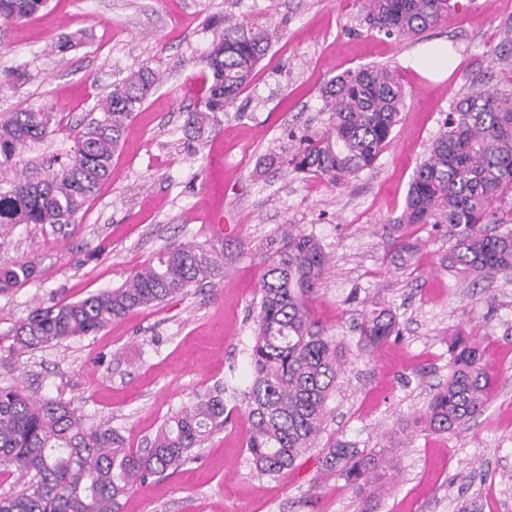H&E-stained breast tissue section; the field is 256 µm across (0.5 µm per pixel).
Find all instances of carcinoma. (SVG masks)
Instances as JSON below:
<instances>
[{
	"label": "carcinoma",
	"mask_w": 512,
	"mask_h": 512,
	"mask_svg": "<svg viewBox=\"0 0 512 512\" xmlns=\"http://www.w3.org/2000/svg\"><path fill=\"white\" fill-rule=\"evenodd\" d=\"M46 2L0 0V19L21 20ZM448 8L449 0H364L368 25L397 37L422 34L447 17ZM215 26L219 31L203 57L210 79L184 125L193 141L209 134L217 113L248 84L271 44L267 30L244 20L226 16ZM158 81L147 68L130 73L98 104L101 117L84 127L73 155L53 160L40 179L16 175L1 181L0 239L20 224L62 229L74 223L108 177L126 121ZM321 97L328 126L300 139L280 165L335 184L347 182L378 159L399 120L405 92L392 69L369 65L331 80ZM51 121V113L40 109L0 114V170L11 167L28 142L51 136ZM394 224H446L451 245L445 268L473 282L499 274L512 278V86L471 90L459 99L417 167ZM418 250L417 241L396 237L394 257L401 264ZM327 262L314 239L290 234L262 273L251 381L244 393L251 426L247 453L261 476L295 468L315 447L342 371V345L311 320L307 307ZM223 269L224 249L213 243L168 248L117 288L37 308L13 329V347L36 350L93 335L133 309L158 306L192 284L211 282ZM34 273L27 262L0 268V289L23 286ZM359 332L366 348L400 335L396 313L373 303ZM448 353V381L436 388L420 417L438 434H452L480 414L494 389L481 366L479 339L460 336ZM224 391L217 386L198 397L165 420L146 447L130 448L116 429L85 426L68 402L0 387V462L29 477L20 490L0 495V512H119L131 487L173 475L224 427ZM320 464L324 474L360 492L382 484L395 467L390 457L344 442L326 449Z\"/></svg>",
	"instance_id": "cac0c4a2"
}]
</instances>
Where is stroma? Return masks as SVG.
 <instances>
[{"label":"stroma","instance_id":"stroma-1","mask_svg":"<svg viewBox=\"0 0 512 512\" xmlns=\"http://www.w3.org/2000/svg\"><path fill=\"white\" fill-rule=\"evenodd\" d=\"M231 14L266 27L271 47L248 85L219 113L204 143L184 134L197 98L208 17ZM512 0H457L448 18L416 38L368 28L360 0H48L0 28V113L43 108L59 126L29 143L17 169L41 177L49 156L72 153L98 100L133 71L161 79L128 122L109 177L59 229L22 224L0 241V268L35 267L31 282L0 291V386L71 403L90 426L143 445L170 414L217 385L250 382L254 309L270 250L287 234L314 238L330 264L310 315L348 350L315 448L276 478L248 461L246 403L226 399L230 421L170 477L136 486L121 512H512V280L472 287L441 266L446 225L405 234L420 250L391 258L393 221L417 166L470 81L512 83ZM81 34L72 50L54 44ZM447 47L436 75L424 56ZM395 68L407 92L372 168L337 185L268 163L302 135L324 129L321 90L363 65ZM24 79H7L15 69ZM221 239L229 259L213 284L113 321L91 336L11 351L12 329L37 307L120 286L163 248ZM390 305L402 334L363 349L358 326L371 302ZM479 336L495 381L481 414L454 434L413 418L448 380V347ZM345 441L391 449L399 466L375 492L321 472L324 448Z\"/></svg>","mask_w":512,"mask_h":512}]
</instances>
